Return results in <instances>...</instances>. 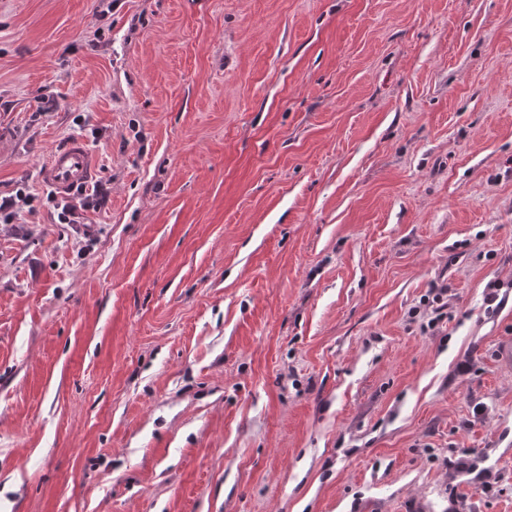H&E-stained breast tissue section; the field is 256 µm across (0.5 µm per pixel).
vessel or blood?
<instances>
[{
    "label": "vessel or blood",
    "instance_id": "b4317fda",
    "mask_svg": "<svg viewBox=\"0 0 512 512\" xmlns=\"http://www.w3.org/2000/svg\"><path fill=\"white\" fill-rule=\"evenodd\" d=\"M95 159L87 144L80 139L67 142L45 162L41 177L57 193L66 195L86 186Z\"/></svg>",
    "mask_w": 512,
    "mask_h": 512
}]
</instances>
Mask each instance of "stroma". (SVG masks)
Segmentation results:
<instances>
[{"label": "stroma", "instance_id": "stroma-1", "mask_svg": "<svg viewBox=\"0 0 512 512\" xmlns=\"http://www.w3.org/2000/svg\"><path fill=\"white\" fill-rule=\"evenodd\" d=\"M20 181L0 512H512V0H0ZM94 165V156L87 144L80 139L67 142L45 162L41 177L48 187L63 195L72 193L79 188L77 192L79 196H83L81 205L77 207L71 198H59L52 192L47 194V202L52 204L58 223H82L79 209H101L107 205L109 201L107 187L103 184H96L90 190L84 187L91 177Z\"/></svg>", "mask_w": 512, "mask_h": 512}]
</instances>
